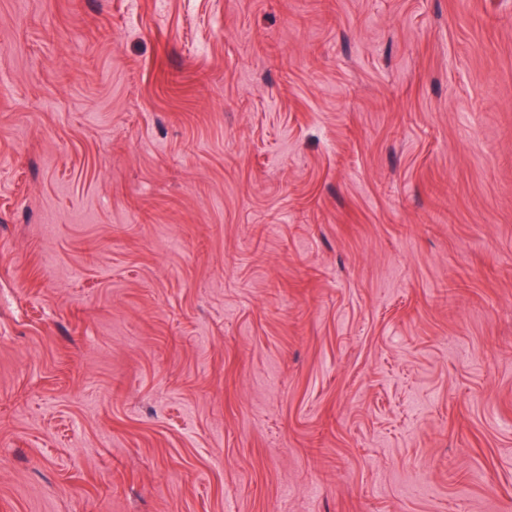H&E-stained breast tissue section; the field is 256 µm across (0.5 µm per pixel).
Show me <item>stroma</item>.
Returning a JSON list of instances; mask_svg holds the SVG:
<instances>
[{
  "instance_id": "stroma-1",
  "label": "stroma",
  "mask_w": 512,
  "mask_h": 512,
  "mask_svg": "<svg viewBox=\"0 0 512 512\" xmlns=\"http://www.w3.org/2000/svg\"><path fill=\"white\" fill-rule=\"evenodd\" d=\"M0 512H512V0H0Z\"/></svg>"
}]
</instances>
